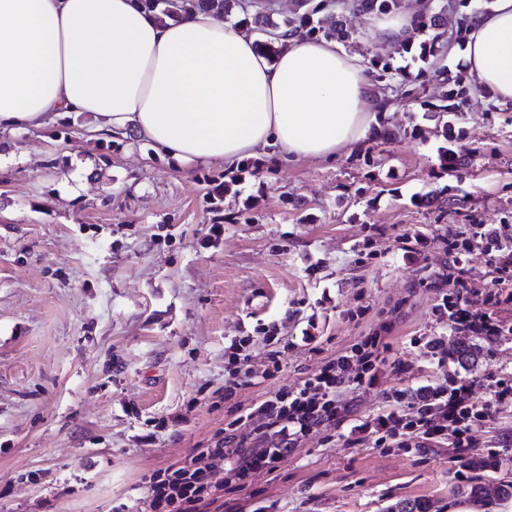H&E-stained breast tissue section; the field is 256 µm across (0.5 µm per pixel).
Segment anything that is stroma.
I'll list each match as a JSON object with an SVG mask.
<instances>
[{
	"label": "stroma",
	"instance_id": "35a3bbf8",
	"mask_svg": "<svg viewBox=\"0 0 512 512\" xmlns=\"http://www.w3.org/2000/svg\"><path fill=\"white\" fill-rule=\"evenodd\" d=\"M344 47L396 70L394 139L373 134L328 161L251 160L232 182L221 163L179 166L134 130L93 132L82 113L48 130L0 132V512H112L135 503L145 473L188 455L251 404L396 317L388 385L444 381L409 340L463 343L418 286L448 234L498 224L512 235V103L472 95L435 111L443 88L409 54L374 41L344 11ZM222 217L224 234L208 229ZM420 235L406 256L405 236ZM493 277L474 242L468 299ZM288 342L274 377L224 397L232 339L258 329ZM316 338L302 341L304 332ZM467 368L486 398L489 373L512 369V333L475 340ZM163 421L149 434L147 420ZM364 433L310 436L272 474L225 492L223 512H390L406 501L448 512L451 489L512 481V407L476 428L470 448H379Z\"/></svg>",
	"mask_w": 512,
	"mask_h": 512
}]
</instances>
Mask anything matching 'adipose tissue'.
Instances as JSON below:
<instances>
[{
  "label": "adipose tissue",
  "mask_w": 512,
  "mask_h": 512,
  "mask_svg": "<svg viewBox=\"0 0 512 512\" xmlns=\"http://www.w3.org/2000/svg\"><path fill=\"white\" fill-rule=\"evenodd\" d=\"M280 42L270 61L235 21L143 0H0V131L88 113L181 166L327 160L382 131L391 103L363 57L315 36ZM463 60L476 92L512 102V0L473 20Z\"/></svg>",
  "instance_id": "1"
}]
</instances>
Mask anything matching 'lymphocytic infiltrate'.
Returning a JSON list of instances; mask_svg holds the SVG:
<instances>
[{
  "mask_svg": "<svg viewBox=\"0 0 512 512\" xmlns=\"http://www.w3.org/2000/svg\"><path fill=\"white\" fill-rule=\"evenodd\" d=\"M471 230V238L487 244L495 273L485 308L470 309L460 303L471 239L449 236L441 270L420 278L419 283L440 289L433 313L449 331L491 340L506 330L494 307L502 290L512 288V239L502 238L496 224H475ZM392 328V323H382L294 386L247 406L236 405L233 418L194 452L144 476L140 489L151 512H199L201 505H213L223 498V484L213 482L198 465L203 456L223 459L226 475L242 489L272 473L310 434L323 429L341 428L346 438L369 432L380 448L393 444L405 448L415 437L438 443L452 435L463 449L470 446L476 427L502 407L512 406L511 372L493 381L490 396L483 401L474 398V379L460 375L445 384L422 382L396 391L385 388ZM265 342L270 347L267 367L259 374L252 366V337L232 340L224 368L225 398H232L240 386L256 377L267 379L281 371V352L274 347V335H267ZM373 390L382 392L385 406L370 420L352 423L356 393Z\"/></svg>",
  "mask_w": 512,
  "mask_h": 512,
  "instance_id": "obj_1",
  "label": "lymphocytic infiltrate"
}]
</instances>
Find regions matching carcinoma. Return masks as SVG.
<instances>
[{"instance_id":"carcinoma-1","label":"carcinoma","mask_w":512,"mask_h":512,"mask_svg":"<svg viewBox=\"0 0 512 512\" xmlns=\"http://www.w3.org/2000/svg\"><path fill=\"white\" fill-rule=\"evenodd\" d=\"M192 7L213 10L224 18L233 16L243 9L241 0H186ZM472 0H454L448 5L444 2L438 4V11L424 13L418 16L416 28L421 32L436 31V34L419 43L417 60L435 68V74L442 84L448 86V91L442 98V103L434 106L438 112H455L460 104L468 100L473 94V88L462 73H451L447 68L439 65L442 55L444 33L440 29L444 25L443 13L449 9L460 12L458 28L454 33L455 41L465 39L471 18L478 12L487 9L490 0H484L485 5L476 8L471 5ZM355 11L363 14H387L405 8L403 0H352ZM249 30L267 36V39L258 43L259 51L267 58L272 59L278 53L275 42L269 36L280 32L284 35L324 36L339 41L349 39L350 32L343 27L341 19L331 11L329 0H297L296 9L290 15H279L272 10L255 12L251 17L244 19ZM370 73L373 80L388 84L394 77L392 68L377 57L370 59ZM458 492L465 493L474 498H491L493 496H512V483H499L486 486L482 483L471 484L458 488Z\"/></svg>"}]
</instances>
